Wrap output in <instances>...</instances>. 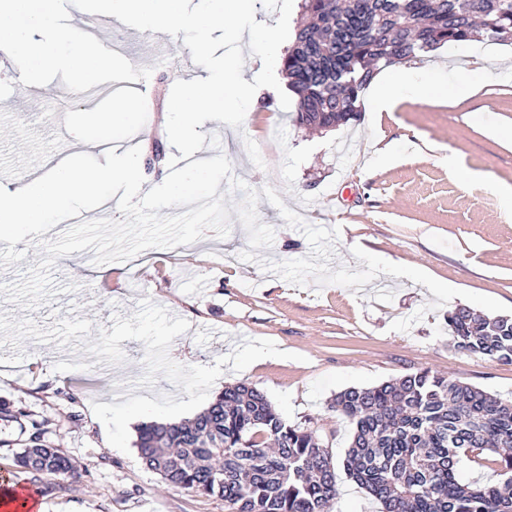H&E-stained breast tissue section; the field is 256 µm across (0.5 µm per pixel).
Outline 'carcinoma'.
I'll return each instance as SVG.
<instances>
[{
	"instance_id": "obj_1",
	"label": "carcinoma",
	"mask_w": 512,
	"mask_h": 512,
	"mask_svg": "<svg viewBox=\"0 0 512 512\" xmlns=\"http://www.w3.org/2000/svg\"><path fill=\"white\" fill-rule=\"evenodd\" d=\"M281 71L299 98L295 122L329 129L358 116L376 66L445 44L487 38L512 44V0H301ZM460 351L512 363V318L471 307L448 313ZM332 408L354 426L342 465L382 512H512V402L428 370L339 392ZM45 422L13 451L30 482L73 478L72 459L44 443ZM135 447L143 465L172 486L224 500L227 512H327L336 467L314 431L290 425L256 386L224 387L194 419L145 423ZM492 462L500 485L463 483L461 456Z\"/></svg>"
}]
</instances>
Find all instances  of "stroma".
<instances>
[{"label":"stroma","instance_id":"obj_1","mask_svg":"<svg viewBox=\"0 0 512 512\" xmlns=\"http://www.w3.org/2000/svg\"><path fill=\"white\" fill-rule=\"evenodd\" d=\"M98 39L125 58L152 67L148 80L110 81L68 93L61 78L46 86L14 83L0 90V184L16 192L68 156L103 158L140 146L163 154L144 171L142 191L161 184L177 149L165 125L176 80L207 77L182 37L174 63H162L160 32L138 31L112 16L100 18ZM437 70L449 86L474 81L470 97L404 100L388 112L361 111L357 120L320 133L297 125L266 89L249 107L242 128L222 130L232 180L257 189L261 223L275 231L271 247L253 249L240 220L227 237L206 231L197 242L152 248L123 263L96 265L85 252L57 259L59 294L33 311L0 296L9 319L39 327L87 319L90 341L131 317L142 300L188 321L170 358L214 365L244 341L268 339L290 359L269 358L242 371L225 369L210 389L238 382L262 390L290 424L314 430L334 460H342L353 426L332 402L349 387H371L420 368L512 400V363L457 350L448 334L450 311L469 306L491 317H512V46L488 39L444 45L388 66ZM130 101L124 123L105 121ZM125 360L97 362L84 344L40 343L0 348V402L22 415L0 423V477L13 449L26 442L32 421L47 420L44 439L63 448L80 476L45 477L48 512H225L222 500L166 485L145 469L137 451L107 441L92 411L96 403L130 396L184 399L165 377L139 386L143 342L122 341ZM20 363H12L16 352ZM330 512H380V504L344 470L336 472Z\"/></svg>","mask_w":512,"mask_h":512}]
</instances>
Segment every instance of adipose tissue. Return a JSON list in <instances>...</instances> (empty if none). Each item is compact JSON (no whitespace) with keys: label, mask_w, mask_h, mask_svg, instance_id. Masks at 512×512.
<instances>
[{"label":"adipose tissue","mask_w":512,"mask_h":512,"mask_svg":"<svg viewBox=\"0 0 512 512\" xmlns=\"http://www.w3.org/2000/svg\"><path fill=\"white\" fill-rule=\"evenodd\" d=\"M447 93L448 86L441 73L404 69L394 78L377 83L368 107L370 111L380 112L394 108L403 99L423 101L444 96Z\"/></svg>","instance_id":"ef3b65f1"}]
</instances>
